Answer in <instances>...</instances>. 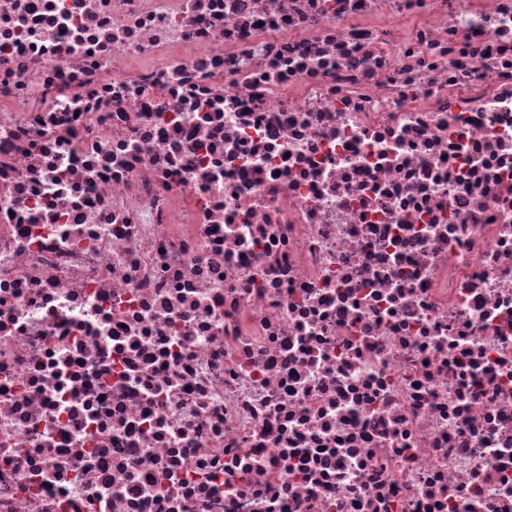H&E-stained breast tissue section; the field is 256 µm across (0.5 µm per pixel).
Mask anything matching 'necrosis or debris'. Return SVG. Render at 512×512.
Masks as SVG:
<instances>
[{
    "label": "necrosis or debris",
    "instance_id": "4bbe7bcc",
    "mask_svg": "<svg viewBox=\"0 0 512 512\" xmlns=\"http://www.w3.org/2000/svg\"><path fill=\"white\" fill-rule=\"evenodd\" d=\"M0 512H512V0H0Z\"/></svg>",
    "mask_w": 512,
    "mask_h": 512
}]
</instances>
